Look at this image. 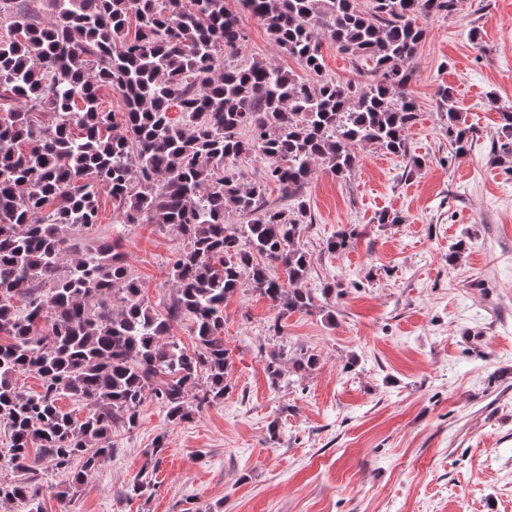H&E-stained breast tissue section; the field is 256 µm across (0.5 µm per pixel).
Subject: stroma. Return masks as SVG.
I'll return each instance as SVG.
<instances>
[{
    "label": "stroma",
    "mask_w": 512,
    "mask_h": 512,
    "mask_svg": "<svg viewBox=\"0 0 512 512\" xmlns=\"http://www.w3.org/2000/svg\"><path fill=\"white\" fill-rule=\"evenodd\" d=\"M242 21L241 59L296 69L256 18ZM425 27L409 158L369 146L346 177L317 164L304 190V285L338 283L343 296L280 320L241 286L224 305L223 400L177 425L145 400L138 427H113L112 455L65 506L60 476L41 460L44 512H512V175L491 154L512 108V0H465ZM443 86L477 132L460 157L440 119ZM384 212L402 223H379ZM119 219L100 191L92 237L117 242L144 298L164 310L183 240ZM345 224L357 238L328 252ZM280 339L318 356L301 385L270 384L265 362ZM136 478L151 487L131 500Z\"/></svg>",
    "instance_id": "obj_1"
}]
</instances>
